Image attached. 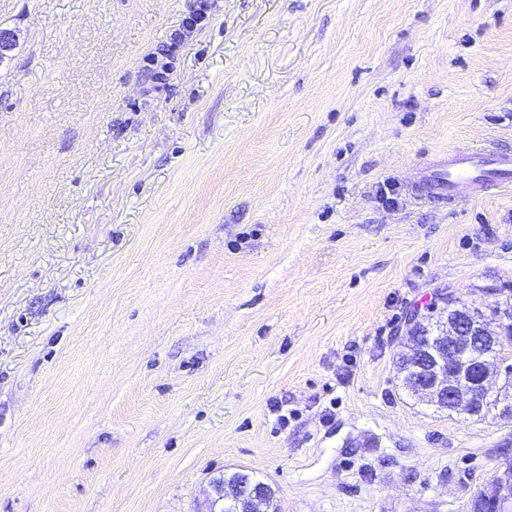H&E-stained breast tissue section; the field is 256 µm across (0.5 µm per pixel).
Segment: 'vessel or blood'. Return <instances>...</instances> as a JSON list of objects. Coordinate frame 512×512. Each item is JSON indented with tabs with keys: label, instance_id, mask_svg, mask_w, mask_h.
<instances>
[{
	"label": "vessel or blood",
	"instance_id": "b4317fda",
	"mask_svg": "<svg viewBox=\"0 0 512 512\" xmlns=\"http://www.w3.org/2000/svg\"><path fill=\"white\" fill-rule=\"evenodd\" d=\"M425 178L449 203L479 199L512 188V153L493 146L461 145L429 162Z\"/></svg>",
	"mask_w": 512,
	"mask_h": 512
}]
</instances>
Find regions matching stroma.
<instances>
[{
    "label": "stroma",
    "instance_id": "obj_1",
    "mask_svg": "<svg viewBox=\"0 0 512 512\" xmlns=\"http://www.w3.org/2000/svg\"><path fill=\"white\" fill-rule=\"evenodd\" d=\"M193 2L0 0V512H465L512 422L395 361L512 305V192L419 173L512 150V0ZM424 171L430 189L452 206L458 200L511 189L512 153L493 146H456L443 159L429 162ZM232 475V474H231ZM229 477L224 475V478ZM234 475L228 479L229 483L234 481ZM224 478L213 481L215 497L208 502V512H222L228 505L232 506V512H279L276 503V496L273 498L270 510L267 503V494L261 487H256L249 494L240 491V494L232 496L227 486H224ZM225 512V511H224Z\"/></svg>",
    "mask_w": 512,
    "mask_h": 512
}]
</instances>
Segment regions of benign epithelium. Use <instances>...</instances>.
<instances>
[{
	"mask_svg": "<svg viewBox=\"0 0 512 512\" xmlns=\"http://www.w3.org/2000/svg\"><path fill=\"white\" fill-rule=\"evenodd\" d=\"M17 36L12 30L0 29V65L12 59ZM414 312L409 326L424 324ZM424 332L426 342L418 346L414 376L406 365H398L403 379H411L415 395L434 406L466 417H482L491 407L499 417L512 421V383L501 377L512 376L507 365V348L512 346V326L503 322L487 323L481 311L458 308L446 317L430 322ZM215 497L208 502V512H270L267 494L257 487L235 496L224 480L213 481ZM468 512H512V461L501 463L494 476L468 500Z\"/></svg>",
	"mask_w": 512,
	"mask_h": 512,
	"instance_id": "1",
	"label": "benign epithelium"
}]
</instances>
